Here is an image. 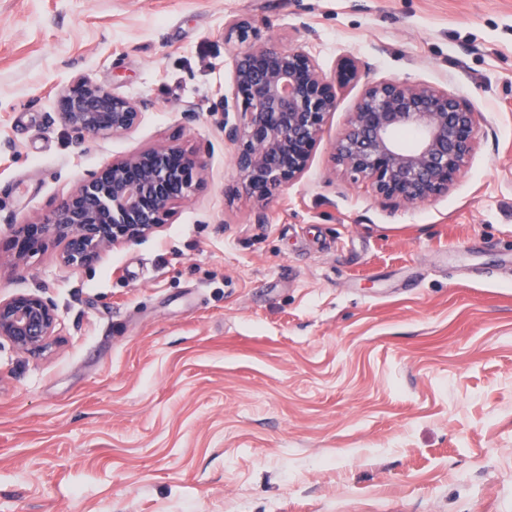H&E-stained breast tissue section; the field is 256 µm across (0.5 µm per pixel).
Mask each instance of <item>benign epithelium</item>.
Instances as JSON below:
<instances>
[{
	"label": "benign epithelium",
	"instance_id": "benign-epithelium-1",
	"mask_svg": "<svg viewBox=\"0 0 512 512\" xmlns=\"http://www.w3.org/2000/svg\"><path fill=\"white\" fill-rule=\"evenodd\" d=\"M224 39L237 45L231 97L213 111L224 114V140L234 146L243 188L264 202L305 173L340 93L359 84L361 66L346 54L328 74L309 53L261 38L244 18L225 24ZM55 100L60 123L83 136H123L142 117V103L85 76L58 89ZM477 117L471 103L444 89L399 80L367 83L334 144L332 162L383 200L429 201L464 172L480 137ZM204 171L201 158L176 143L108 162L55 208L0 229V257L23 261L56 242L64 266L91 267L112 247L160 230L201 187ZM56 326L50 300L27 292L0 298V340L16 351L45 350Z\"/></svg>",
	"mask_w": 512,
	"mask_h": 512
}]
</instances>
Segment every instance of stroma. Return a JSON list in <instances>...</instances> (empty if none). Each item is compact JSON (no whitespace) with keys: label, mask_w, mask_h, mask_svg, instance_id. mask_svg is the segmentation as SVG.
Returning <instances> with one entry per match:
<instances>
[{"label":"stroma","mask_w":512,"mask_h":512,"mask_svg":"<svg viewBox=\"0 0 512 512\" xmlns=\"http://www.w3.org/2000/svg\"><path fill=\"white\" fill-rule=\"evenodd\" d=\"M240 17L471 102L462 177L403 206L334 167L355 87L258 205L212 109ZM79 76L146 101L138 127L66 129ZM173 139L205 181L159 232L0 260V296L58 319L43 354L0 341V512H512V0H0V226Z\"/></svg>","instance_id":"stroma-1"}]
</instances>
